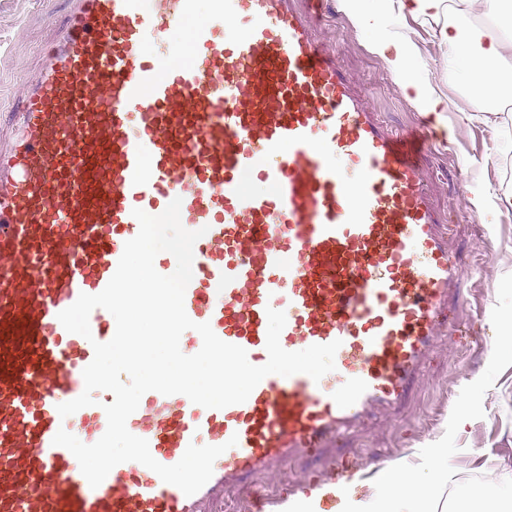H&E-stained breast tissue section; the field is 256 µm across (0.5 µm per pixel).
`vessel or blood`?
<instances>
[{"instance_id": "vessel-or-blood-1", "label": "vessel or blood", "mask_w": 512, "mask_h": 512, "mask_svg": "<svg viewBox=\"0 0 512 512\" xmlns=\"http://www.w3.org/2000/svg\"><path fill=\"white\" fill-rule=\"evenodd\" d=\"M194 5L73 0L39 79L12 103L0 148V512H211L228 487L242 492L237 512H276L364 476L340 440L401 416L439 345L479 334L455 318L465 269L414 150L354 93L294 0H217L189 64L164 68L167 35ZM177 197L186 229L203 232L188 316L259 366L266 310L285 311L281 346L340 341L336 368L317 382L267 376L223 409L147 392L128 430L164 465L192 443L226 445L212 478L189 497L129 461L93 488L53 438L98 441L114 396L94 392L66 418L57 407L83 392L93 341L115 330L102 308L88 339L58 315L106 287L139 231L133 209L158 215ZM331 446L334 463L301 482L244 488Z\"/></svg>"}]
</instances>
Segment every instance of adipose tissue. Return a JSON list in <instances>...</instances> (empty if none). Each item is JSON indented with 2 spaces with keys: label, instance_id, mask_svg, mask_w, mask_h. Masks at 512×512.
I'll return each instance as SVG.
<instances>
[{
  "label": "adipose tissue",
  "instance_id": "1",
  "mask_svg": "<svg viewBox=\"0 0 512 512\" xmlns=\"http://www.w3.org/2000/svg\"><path fill=\"white\" fill-rule=\"evenodd\" d=\"M338 6L423 111L436 114L448 105L395 30L408 13L433 19L445 9L453 15L440 38L448 46V70L466 89L472 111L485 112L493 100L512 99V0H338ZM422 459L418 468L398 460L386 463L372 496L337 488L336 512H428L453 473L447 449H425ZM450 512H512V473L457 494Z\"/></svg>",
  "mask_w": 512,
  "mask_h": 512
}]
</instances>
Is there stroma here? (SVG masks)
Listing matches in <instances>:
<instances>
[{
  "label": "stroma",
  "mask_w": 512,
  "mask_h": 512,
  "mask_svg": "<svg viewBox=\"0 0 512 512\" xmlns=\"http://www.w3.org/2000/svg\"><path fill=\"white\" fill-rule=\"evenodd\" d=\"M310 20L378 118L400 134L415 136L424 112L407 99L350 17L338 11L336 0L316 6ZM447 22L444 13L431 21L408 14L400 31L449 104L442 120L452 128V137L438 141L420 162L432 182L449 248L470 270L474 254L484 258L480 271L466 277L460 309L462 318L479 319L482 331L477 345L467 349L442 343L403 417L378 416L351 441L373 471L381 468L380 455L386 451L416 465L422 449H447L456 479L442 494L446 501L487 481L491 469L512 470V345L501 344L495 321L496 311H512V212L487 223L467 201L469 190L488 185L512 191V151L501 147L512 131V104L500 103L495 112H471L460 84L448 73V47L439 36ZM52 35L38 0H0L1 92L11 94L16 79L36 73L39 49ZM463 396L472 410L461 424L452 411Z\"/></svg>",
  "instance_id": "35a3bbf8"
}]
</instances>
